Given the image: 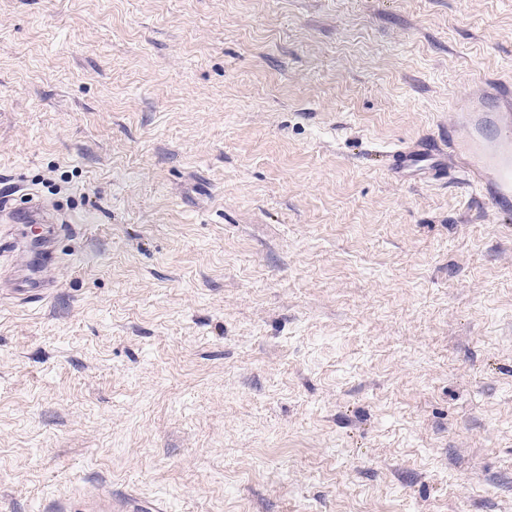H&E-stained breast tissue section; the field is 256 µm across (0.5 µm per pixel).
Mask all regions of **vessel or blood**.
<instances>
[{
    "mask_svg": "<svg viewBox=\"0 0 512 512\" xmlns=\"http://www.w3.org/2000/svg\"><path fill=\"white\" fill-rule=\"evenodd\" d=\"M388 169L415 176L447 177L456 171L463 185H475L490 205L497 220L512 218V81L500 80L478 95L469 108L454 113L448 124V143L440 145L425 138L387 152ZM0 221L7 223L6 246L18 244L28 225L41 227V260L49 265L57 258V243L64 232L52 209L35 198L21 205L0 201ZM50 282L19 275L12 297L28 304L43 300ZM55 512H146L134 500H117L101 492L76 500L58 501Z\"/></svg>",
    "mask_w": 512,
    "mask_h": 512,
    "instance_id": "vessel-or-blood-1",
    "label": "vessel or blood"
}]
</instances>
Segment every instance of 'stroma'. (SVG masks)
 I'll return each mask as SVG.
<instances>
[{"mask_svg": "<svg viewBox=\"0 0 512 512\" xmlns=\"http://www.w3.org/2000/svg\"><path fill=\"white\" fill-rule=\"evenodd\" d=\"M512 78V0H0V512H512V223L372 153ZM7 201H0V219L9 226L7 236L2 239L3 246L12 247L17 245L25 236V229L28 224H41V260L43 265H51L57 259V243L65 228L58 222L57 216L52 209L34 197L28 198L27 202L14 206ZM13 287L11 288V295L21 304L41 301L47 296L50 288H54L53 284L40 277L24 274H20L14 279ZM137 504L133 499H112V493L101 492L76 500L62 499L56 504L54 512H148L150 510Z\"/></svg>", "mask_w": 512, "mask_h": 512, "instance_id": "35a3bbf8", "label": "stroma"}]
</instances>
